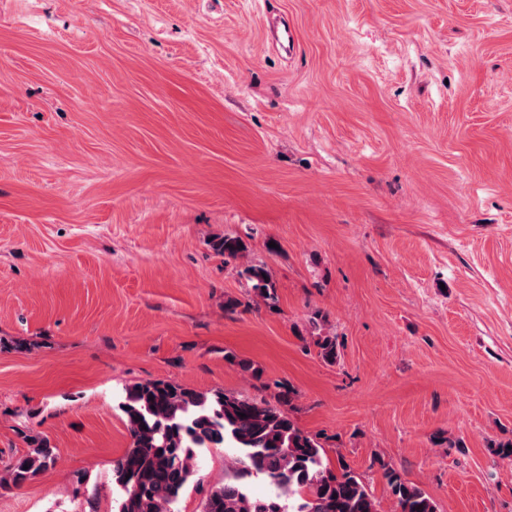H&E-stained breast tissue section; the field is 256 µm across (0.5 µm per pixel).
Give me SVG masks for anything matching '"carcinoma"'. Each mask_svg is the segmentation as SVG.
<instances>
[{
    "mask_svg": "<svg viewBox=\"0 0 512 512\" xmlns=\"http://www.w3.org/2000/svg\"><path fill=\"white\" fill-rule=\"evenodd\" d=\"M212 250L235 259L246 250L238 236L216 237ZM242 275L254 296L268 305L278 301L275 282L264 266ZM322 358L338 356L336 337L316 341ZM272 399L255 401L221 390L204 393L169 380L133 384L125 389L129 448L112 465V483L122 492L119 512H174L184 490L197 475V450L234 449L225 461L224 483L211 487L202 512H379L363 476L338 457L333 471L315 435L299 428L292 416L295 392L274 383ZM29 452L0 470V489L19 487L55 462L48 439L24 435ZM262 476L272 491L251 495L246 480ZM383 478L398 512H437L431 497L399 473L383 467Z\"/></svg>",
    "mask_w": 512,
    "mask_h": 512,
    "instance_id": "1",
    "label": "carcinoma"
}]
</instances>
